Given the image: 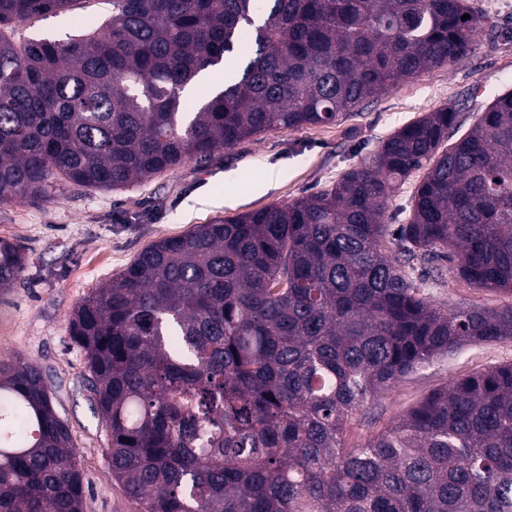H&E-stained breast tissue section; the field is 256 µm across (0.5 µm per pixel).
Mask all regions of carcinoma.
I'll return each mask as SVG.
<instances>
[{
  "label": "carcinoma",
  "instance_id": "cac0c4a2",
  "mask_svg": "<svg viewBox=\"0 0 512 512\" xmlns=\"http://www.w3.org/2000/svg\"><path fill=\"white\" fill-rule=\"evenodd\" d=\"M76 2L0 0V203L121 189L267 128L333 123L482 28L468 0H112L66 42L17 36ZM232 55L223 86L185 93ZM457 117L426 113L309 196L161 239L76 307L112 477L138 512H512V363L345 444L434 357L512 340V305L447 308L411 280L442 257L512 292V90L444 149ZM422 168L388 231V199ZM23 267L0 240L1 291ZM4 411L0 512H83L70 429L21 357L0 361Z\"/></svg>",
  "mask_w": 512,
  "mask_h": 512
}]
</instances>
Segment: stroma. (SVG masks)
I'll list each match as a JSON object with an SVG mask.
<instances>
[{"instance_id": "stroma-1", "label": "stroma", "mask_w": 512, "mask_h": 512, "mask_svg": "<svg viewBox=\"0 0 512 512\" xmlns=\"http://www.w3.org/2000/svg\"><path fill=\"white\" fill-rule=\"evenodd\" d=\"M469 2L487 25L464 58L401 82L335 123L271 128L123 189L65 184L46 203H0V239L20 245L25 256L15 286L0 291V361L18 355L44 371L53 406L73 437L83 512H137V507L107 464L108 432L86 387L84 353L69 334L75 307L160 239L336 184L370 162L382 140L424 113L455 106V134L464 136L494 93L512 89V0ZM111 13L112 0H77L71 10L36 17L19 32L64 41L82 34L87 20L102 21ZM426 289L450 308L512 305V294L470 287L448 264L440 281ZM507 363H512L511 340L471 344L434 359L357 412L346 441L362 443L433 388Z\"/></svg>"}]
</instances>
